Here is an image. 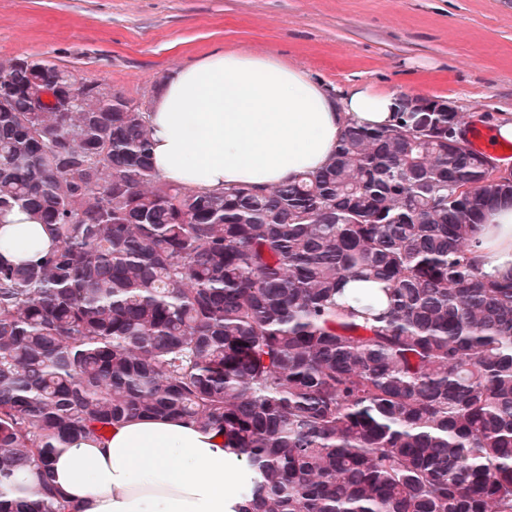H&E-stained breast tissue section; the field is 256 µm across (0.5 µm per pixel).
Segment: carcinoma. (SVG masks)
Masks as SVG:
<instances>
[{"label": "carcinoma", "instance_id": "carcinoma-1", "mask_svg": "<svg viewBox=\"0 0 512 512\" xmlns=\"http://www.w3.org/2000/svg\"><path fill=\"white\" fill-rule=\"evenodd\" d=\"M0 63V215L56 239L0 261V512H68L48 468L133 416L224 437L236 512H512V278L472 256L512 175L456 112L347 126L266 189L161 179L146 113L56 64ZM75 96L31 111L25 84ZM359 281L346 301L337 296Z\"/></svg>", "mask_w": 512, "mask_h": 512}]
</instances>
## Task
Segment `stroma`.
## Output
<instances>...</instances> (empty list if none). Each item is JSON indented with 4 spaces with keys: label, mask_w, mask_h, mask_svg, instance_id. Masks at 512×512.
<instances>
[{
    "label": "stroma",
    "mask_w": 512,
    "mask_h": 512,
    "mask_svg": "<svg viewBox=\"0 0 512 512\" xmlns=\"http://www.w3.org/2000/svg\"><path fill=\"white\" fill-rule=\"evenodd\" d=\"M270 55L328 92L447 100L512 115V0H0V57L148 98L158 72L218 51Z\"/></svg>",
    "instance_id": "1"
}]
</instances>
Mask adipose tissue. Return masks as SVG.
<instances>
[{"label":"adipose tissue","mask_w":512,"mask_h":512,"mask_svg":"<svg viewBox=\"0 0 512 512\" xmlns=\"http://www.w3.org/2000/svg\"><path fill=\"white\" fill-rule=\"evenodd\" d=\"M395 119L392 94L360 86L339 100L271 57L217 53L174 70L155 93L153 166L197 190L271 186L320 171L348 124L378 128ZM477 239L484 273H512V206L487 211ZM54 244L30 212L0 215V258L26 262ZM49 472L71 512H232L229 487L252 478L215 433L147 417L61 449Z\"/></svg>","instance_id":"1"}]
</instances>
